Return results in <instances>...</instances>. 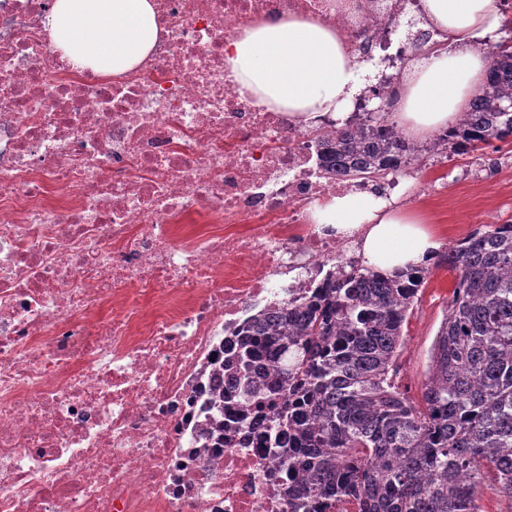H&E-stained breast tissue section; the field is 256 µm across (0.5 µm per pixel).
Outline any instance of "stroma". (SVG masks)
Segmentation results:
<instances>
[{
	"mask_svg": "<svg viewBox=\"0 0 512 512\" xmlns=\"http://www.w3.org/2000/svg\"><path fill=\"white\" fill-rule=\"evenodd\" d=\"M393 188L397 206L426 213L442 248H449L482 225L512 223V144L487 148L479 165L466 157H431L422 172L399 176ZM454 285L447 265H430L403 327L400 378L413 400L422 396L429 351Z\"/></svg>",
	"mask_w": 512,
	"mask_h": 512,
	"instance_id": "obj_1",
	"label": "stroma"
}]
</instances>
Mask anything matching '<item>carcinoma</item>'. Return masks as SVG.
I'll list each match as a JSON object with an SVG mask.
<instances>
[{
  "mask_svg": "<svg viewBox=\"0 0 512 512\" xmlns=\"http://www.w3.org/2000/svg\"><path fill=\"white\" fill-rule=\"evenodd\" d=\"M485 80L455 124L420 144L383 112L363 131L313 132L329 176L382 188L422 170L423 156L454 157L512 138V44L498 42ZM456 275L436 335L421 403L395 381L403 326L427 273L387 276L336 260L311 294L246 326L235 384L241 403L280 401L259 433L288 475V512H485L491 481L512 503V224H486L448 249Z\"/></svg>",
  "mask_w": 512,
  "mask_h": 512,
  "instance_id": "cac0c4a2",
  "label": "carcinoma"
}]
</instances>
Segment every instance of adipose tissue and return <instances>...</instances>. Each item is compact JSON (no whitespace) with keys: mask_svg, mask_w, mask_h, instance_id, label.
<instances>
[{"mask_svg":"<svg viewBox=\"0 0 512 512\" xmlns=\"http://www.w3.org/2000/svg\"><path fill=\"white\" fill-rule=\"evenodd\" d=\"M423 7L429 21L447 33L448 45L412 63L393 115L419 139L451 125L482 86L486 64L475 45L500 25L494 0H423ZM48 26L71 65L115 75L138 67L153 52L159 30L152 0H55ZM226 53L236 79L260 105L309 126L340 119L362 86L358 65L335 30L301 18H266ZM310 219L354 237L367 265L387 275L424 266L439 253L425 214L392 207L374 194L332 197Z\"/></svg>","mask_w":512,"mask_h":512,"instance_id":"adipose-tissue-1","label":"adipose tissue"}]
</instances>
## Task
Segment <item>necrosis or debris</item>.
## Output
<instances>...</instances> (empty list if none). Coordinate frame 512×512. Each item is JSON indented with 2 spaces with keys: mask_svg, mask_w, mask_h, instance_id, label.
<instances>
[{
  "mask_svg": "<svg viewBox=\"0 0 512 512\" xmlns=\"http://www.w3.org/2000/svg\"><path fill=\"white\" fill-rule=\"evenodd\" d=\"M53 2L0 0V512H288L214 401L248 320L355 260L308 211L357 186L224 49L298 17L399 70L419 0H153L117 76L54 50Z\"/></svg>",
  "mask_w": 512,
  "mask_h": 512,
  "instance_id": "1",
  "label": "necrosis or debris"
}]
</instances>
